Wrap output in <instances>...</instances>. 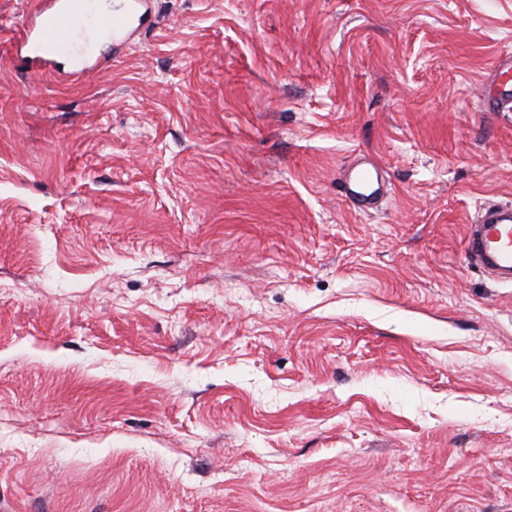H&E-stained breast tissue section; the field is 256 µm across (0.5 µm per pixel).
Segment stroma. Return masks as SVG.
<instances>
[{"instance_id":"35a3bbf8","label":"stroma","mask_w":512,"mask_h":512,"mask_svg":"<svg viewBox=\"0 0 512 512\" xmlns=\"http://www.w3.org/2000/svg\"><path fill=\"white\" fill-rule=\"evenodd\" d=\"M0 0V512H512V0H146L76 82ZM368 155L392 191L344 202ZM487 93L481 98L486 112H512V55L498 57L492 64ZM467 251L488 274L512 276V204L483 207L468 226Z\"/></svg>"}]
</instances>
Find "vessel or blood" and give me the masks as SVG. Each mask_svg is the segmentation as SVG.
Wrapping results in <instances>:
<instances>
[{"instance_id": "1", "label": "vessel or blood", "mask_w": 512, "mask_h": 512, "mask_svg": "<svg viewBox=\"0 0 512 512\" xmlns=\"http://www.w3.org/2000/svg\"><path fill=\"white\" fill-rule=\"evenodd\" d=\"M99 0H37L31 22L18 46L21 59L31 67L52 63L70 55L90 58L92 45L78 44L80 29L93 27L110 34L132 24L127 11H103ZM490 84L481 98L487 112H512V55L497 58L489 74ZM342 194L358 210L377 208L388 194L380 170L356 163L343 175ZM467 250L470 258L491 275H512V204H487L468 226Z\"/></svg>"}]
</instances>
